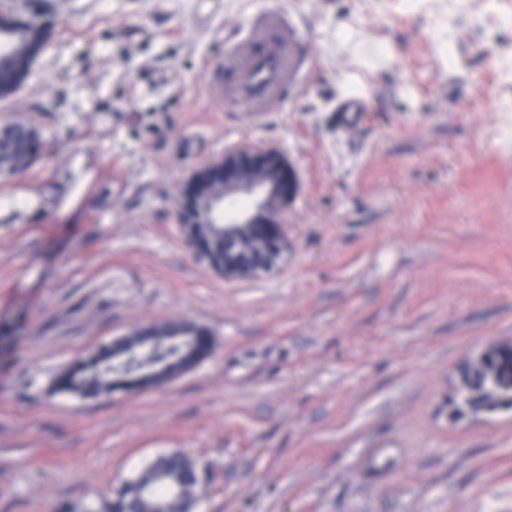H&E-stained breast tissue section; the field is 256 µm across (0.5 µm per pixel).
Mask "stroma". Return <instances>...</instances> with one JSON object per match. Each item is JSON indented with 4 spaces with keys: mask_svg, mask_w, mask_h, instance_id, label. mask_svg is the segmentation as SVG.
Masks as SVG:
<instances>
[{
    "mask_svg": "<svg viewBox=\"0 0 512 512\" xmlns=\"http://www.w3.org/2000/svg\"><path fill=\"white\" fill-rule=\"evenodd\" d=\"M55 23L0 124L37 161L0 178V512H83L156 455L206 469L197 512H512V407L455 413L512 343V0H46ZM300 67L283 107L223 92L258 17ZM349 24L351 33L341 31ZM362 100L345 127L338 106ZM250 145L299 191L288 255L227 281L178 191ZM186 320L210 357L170 383L56 391L89 349Z\"/></svg>",
    "mask_w": 512,
    "mask_h": 512,
    "instance_id": "stroma-1",
    "label": "stroma"
}]
</instances>
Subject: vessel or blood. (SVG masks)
I'll list each match as a JSON object with an SVG mask.
<instances>
[{"instance_id": "1", "label": "vessel or blood", "mask_w": 512, "mask_h": 512, "mask_svg": "<svg viewBox=\"0 0 512 512\" xmlns=\"http://www.w3.org/2000/svg\"><path fill=\"white\" fill-rule=\"evenodd\" d=\"M253 36L262 40L264 48L252 54L239 48L230 49L226 62L240 71L236 86L227 94L248 104L253 112H265L282 106L295 61L291 54L290 34L280 14L271 13L258 19Z\"/></svg>"}]
</instances>
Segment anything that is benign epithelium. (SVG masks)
I'll return each mask as SVG.
<instances>
[{
    "label": "benign epithelium",
    "mask_w": 512,
    "mask_h": 512,
    "mask_svg": "<svg viewBox=\"0 0 512 512\" xmlns=\"http://www.w3.org/2000/svg\"><path fill=\"white\" fill-rule=\"evenodd\" d=\"M41 46L31 48L18 66L17 85H0V98L14 94L34 71ZM298 192L293 164L278 150L249 145L196 167L179 189V219L194 253L226 280L259 277L274 268L288 251V232L280 219V208ZM235 195L252 199L249 209L230 214L226 201ZM224 225V256L206 252L204 231ZM182 374L158 365L146 372L153 385L172 381Z\"/></svg>",
    "instance_id": "7a95c632"
}]
</instances>
